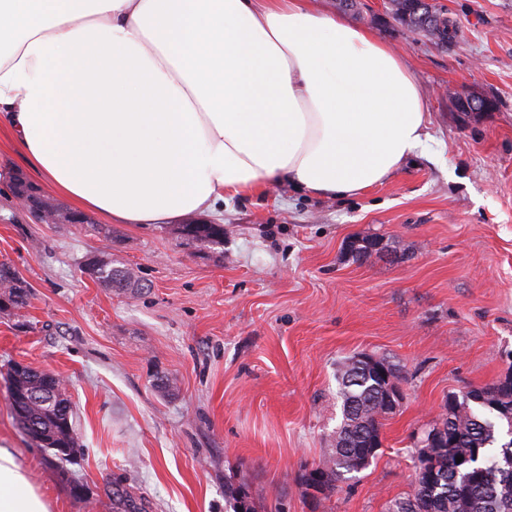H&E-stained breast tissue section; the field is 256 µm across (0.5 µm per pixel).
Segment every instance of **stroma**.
Returning a JSON list of instances; mask_svg holds the SVG:
<instances>
[{"label": "stroma", "instance_id": "stroma-1", "mask_svg": "<svg viewBox=\"0 0 512 512\" xmlns=\"http://www.w3.org/2000/svg\"><path fill=\"white\" fill-rule=\"evenodd\" d=\"M448 43L412 34L380 0L351 23L404 59L426 105L427 137L386 180L324 198L281 183L244 193L195 222L220 224L211 249L179 244L175 220L37 224L9 174L28 165L0 129V260L30 285L0 314V448L14 454L52 512H229L227 484L261 512H386L412 492L413 460L448 396L496 383L512 366V0H438ZM491 97L457 111L450 90ZM381 237L358 263L350 239ZM108 248L143 282L106 289L81 271ZM367 353L402 369L403 401L369 467L312 508L305 467L328 452L341 418L336 377ZM66 385L82 450L66 471L14 420L13 363ZM173 389L157 388L161 378ZM81 485L82 494L72 492Z\"/></svg>", "mask_w": 512, "mask_h": 512}]
</instances>
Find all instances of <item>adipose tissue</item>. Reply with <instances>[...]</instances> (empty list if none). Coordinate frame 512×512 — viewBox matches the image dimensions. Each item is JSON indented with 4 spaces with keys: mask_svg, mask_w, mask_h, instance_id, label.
<instances>
[{
    "mask_svg": "<svg viewBox=\"0 0 512 512\" xmlns=\"http://www.w3.org/2000/svg\"><path fill=\"white\" fill-rule=\"evenodd\" d=\"M115 224L288 182L345 197L424 143L402 57L308 0H0V126ZM0 512H52L0 448Z\"/></svg>",
    "mask_w": 512,
    "mask_h": 512,
    "instance_id": "adipose-tissue-1",
    "label": "adipose tissue"
}]
</instances>
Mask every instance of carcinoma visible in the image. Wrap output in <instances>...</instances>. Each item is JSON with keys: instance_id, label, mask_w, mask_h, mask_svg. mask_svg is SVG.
Instances as JSON below:
<instances>
[{"instance_id": "carcinoma-1", "label": "carcinoma", "mask_w": 512, "mask_h": 512, "mask_svg": "<svg viewBox=\"0 0 512 512\" xmlns=\"http://www.w3.org/2000/svg\"><path fill=\"white\" fill-rule=\"evenodd\" d=\"M392 19L430 41L448 39L454 25L436 0H393ZM175 234L185 244H220L222 224H179ZM88 277L104 288L140 290L142 284L127 268L115 267L105 253H93L82 265ZM27 281L0 261V313L27 306ZM342 420L330 438V453L300 477L302 493L315 506L329 498L345 474L366 468L377 455L390 412L383 402V385L360 370L359 360H346L337 376ZM10 406L16 420L44 450L51 463L68 462L64 448H76L70 422L71 405L56 377L29 366L15 365L9 373ZM511 440L494 450L501 432ZM448 435L420 448L414 460L413 493L394 500L389 512H512V367L490 387L448 396L427 435ZM462 458L456 462V458Z\"/></svg>"}]
</instances>
